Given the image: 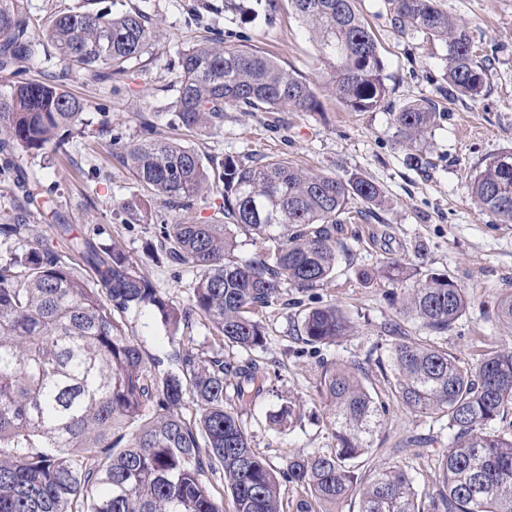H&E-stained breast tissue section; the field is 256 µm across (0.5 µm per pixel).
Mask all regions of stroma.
I'll return each mask as SVG.
<instances>
[{"instance_id": "1", "label": "stroma", "mask_w": 512, "mask_h": 512, "mask_svg": "<svg viewBox=\"0 0 512 512\" xmlns=\"http://www.w3.org/2000/svg\"><path fill=\"white\" fill-rule=\"evenodd\" d=\"M223 2L96 0V8L116 12L144 6L160 36L150 59L118 87L83 75L66 77L64 88L84 106L85 133L70 134L62 153L51 148L38 154L14 153V166L41 184L49 204L27 203L0 175V219L17 215L29 226L21 236L0 239V259L21 251L34 233L68 256L55 229L61 218L99 242L121 248L165 299L186 305L195 279L192 268L150 257L147 245L157 241L161 225L188 214L207 221L214 206L200 203L187 214L150 202L152 216L147 220L119 209L120 201H150L149 194L114 155L110 137H99L100 126H109L111 137L128 142L141 136V122L147 118L159 135H171L166 108L173 99L178 54L209 38L268 55L306 79L322 103L320 111L231 108L222 128L187 140L206 159H284L316 173L356 174L383 192L381 206L364 209L339 232L348 252L339 258L335 281L309 292L287 289L282 301L266 311V347L252 357L268 378L240 414L253 449L279 470L289 455L326 453L336 446L327 407L317 390L323 363L361 364L367 386L380 390L388 381L375 361L386 357L399 338L427 339L469 360L512 347V334L494 315L502 293L512 290V224L479 211L469 190L471 176L486 159L512 149V0H439L443 9L467 24L479 55L490 60L487 84L475 100L449 97L444 43L398 32L386 0H356L386 67L389 94L384 106L373 112H351L337 102L306 26L288 0H275L271 6L246 0L256 7L255 16L247 19L223 8L211 11V4L222 7ZM421 101L433 103L437 112L419 148L429 160L422 167L415 164L393 121L394 112ZM392 262L420 276L448 275L468 293L466 314L448 332L436 335L405 319L401 306L406 285L384 275ZM325 304L342 310L354 331L335 345L314 348L300 337L301 317L305 310ZM126 322L144 356L168 350V331L159 316L134 310ZM296 398L304 407L293 426H270L268 414ZM447 449L446 419L411 412L390 397L384 425L358 463L365 471L399 466L419 495L428 497L436 490L435 475Z\"/></svg>"}]
</instances>
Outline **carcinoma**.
I'll list each match as a JSON object with an SVG mask.
<instances>
[{"mask_svg":"<svg viewBox=\"0 0 512 512\" xmlns=\"http://www.w3.org/2000/svg\"><path fill=\"white\" fill-rule=\"evenodd\" d=\"M316 43L336 99L354 112H373L387 97L385 66L372 31L354 0H289ZM93 0L33 19L24 0H0V71L16 76L49 44L64 69L44 79L0 85V153H40L60 128L81 125L83 103L58 81L81 73L120 85L151 54L157 31L138 8L113 13ZM401 31L421 33L447 47L448 95L477 99L489 58H479L465 23L437 0H387ZM169 123L183 137L224 126V112H316L321 102L299 74L266 55L220 40L180 54ZM429 104L395 113L409 147L422 143L436 120ZM143 135L121 149L129 174L165 207L189 210L211 194L220 204L206 222L163 224L159 249L195 271L184 307L170 304L115 246H102L73 225L57 233L77 257L67 263L35 236L27 248L0 260V512H224V495L201 479L219 470L235 512H287L283 483L309 496L320 512L358 501V512H512V349L470 362L424 341H398L379 368L390 367L387 392L414 413L448 420V452L436 474L438 496L424 501L398 466L368 474L356 460L369 452L381 425V395L365 384V368L321 366L318 389L328 407L336 448L298 453L275 473L258 456L232 407L226 377L238 378L235 402L260 388L259 366H234L217 351L174 346L164 358L145 359L123 321L149 308L177 332L194 315L211 335L245 352L265 344L263 317L286 288L327 286L343 245L338 226L351 204L383 202L381 189L356 174H318L287 161L249 164L232 156L205 164L177 138ZM477 207L512 224V150L488 158L471 179ZM258 244L248 261L234 257L237 234ZM465 289L431 272L408 289L403 313L432 333H445L468 310ZM495 317L512 329V291ZM352 331L334 305L304 314L301 334L314 347L336 344ZM198 407L182 412L185 400ZM301 404L271 413L276 427L293 423Z\"/></svg>","mask_w":512,"mask_h":512,"instance_id":"obj_1","label":"carcinoma"}]
</instances>
